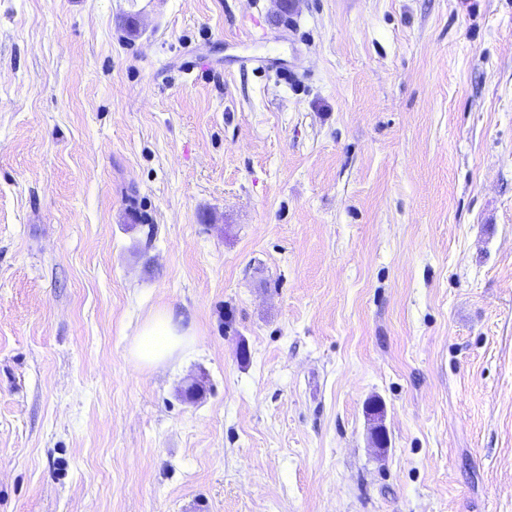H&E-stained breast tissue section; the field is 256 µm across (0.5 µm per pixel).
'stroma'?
<instances>
[{
	"label": "stroma",
	"mask_w": 512,
	"mask_h": 512,
	"mask_svg": "<svg viewBox=\"0 0 512 512\" xmlns=\"http://www.w3.org/2000/svg\"><path fill=\"white\" fill-rule=\"evenodd\" d=\"M0 512H512V0H0ZM191 328L182 324L169 310L154 312L133 339L131 356L140 366L150 367L171 358L183 345Z\"/></svg>",
	"instance_id": "obj_1"
}]
</instances>
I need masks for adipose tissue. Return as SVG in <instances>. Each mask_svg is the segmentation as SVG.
Instances as JSON below:
<instances>
[{"label":"adipose tissue","instance_id":"1","mask_svg":"<svg viewBox=\"0 0 512 512\" xmlns=\"http://www.w3.org/2000/svg\"><path fill=\"white\" fill-rule=\"evenodd\" d=\"M190 334L171 311L159 310L144 322L130 353L139 365L150 367L171 358Z\"/></svg>","mask_w":512,"mask_h":512}]
</instances>
